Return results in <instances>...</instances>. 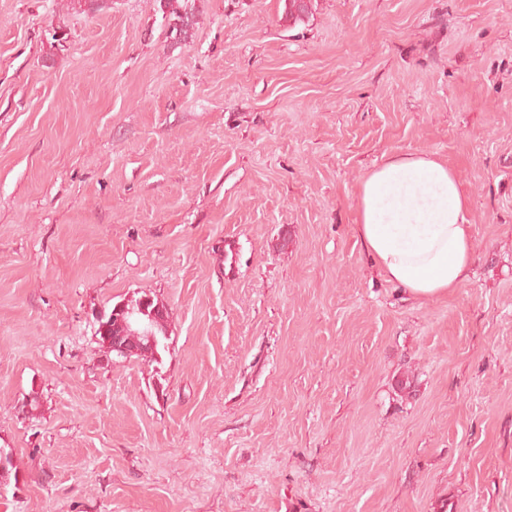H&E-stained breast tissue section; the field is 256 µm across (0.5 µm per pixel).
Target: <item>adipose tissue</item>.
<instances>
[{
	"label": "adipose tissue",
	"instance_id": "obj_1",
	"mask_svg": "<svg viewBox=\"0 0 512 512\" xmlns=\"http://www.w3.org/2000/svg\"><path fill=\"white\" fill-rule=\"evenodd\" d=\"M356 230L388 280L417 299L448 294L474 254L456 173L428 154L394 153L356 191Z\"/></svg>",
	"mask_w": 512,
	"mask_h": 512
}]
</instances>
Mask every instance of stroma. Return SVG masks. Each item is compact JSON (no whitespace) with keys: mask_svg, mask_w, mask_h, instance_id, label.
<instances>
[{"mask_svg":"<svg viewBox=\"0 0 512 512\" xmlns=\"http://www.w3.org/2000/svg\"><path fill=\"white\" fill-rule=\"evenodd\" d=\"M199 8L0 0V512H512V0ZM395 152L469 198L447 295L355 230ZM163 19L172 30L173 43L182 44L191 39L196 22V0H157ZM147 300H151L150 297L145 296ZM148 305V311H150L156 304L154 300ZM116 313L124 314L126 319L123 321L124 330L118 334L112 336L106 343V349L116 353L119 356L130 358L133 355H140L142 348L135 345L130 336H141L148 340V346L154 348L156 345L155 336L159 340L157 346V353L159 350L165 349V340H167V324H159L155 322L153 324V332L151 331V324L156 318L157 320H167V308L161 304H157L148 319H144L140 316L141 313L146 314L144 309L134 310L132 307L127 308V301L116 304Z\"/></svg>","mask_w":512,"mask_h":512,"instance_id":"1","label":"stroma"}]
</instances>
